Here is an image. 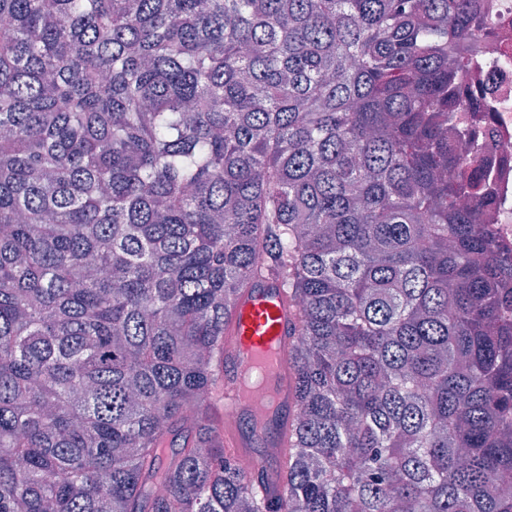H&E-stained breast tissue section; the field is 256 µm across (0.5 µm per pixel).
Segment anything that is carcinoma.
<instances>
[{"label":"carcinoma","instance_id":"obj_1","mask_svg":"<svg viewBox=\"0 0 512 512\" xmlns=\"http://www.w3.org/2000/svg\"><path fill=\"white\" fill-rule=\"evenodd\" d=\"M493 35L477 0H0V512H512V256L458 81ZM271 269L275 503L213 425Z\"/></svg>","mask_w":512,"mask_h":512}]
</instances>
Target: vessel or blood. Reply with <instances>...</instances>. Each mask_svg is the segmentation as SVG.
I'll use <instances>...</instances> for the list:
<instances>
[{"instance_id": "vessel-or-blood-1", "label": "vessel or blood", "mask_w": 512, "mask_h": 512, "mask_svg": "<svg viewBox=\"0 0 512 512\" xmlns=\"http://www.w3.org/2000/svg\"><path fill=\"white\" fill-rule=\"evenodd\" d=\"M296 313V304L271 277L244 292L224 331V408L215 424L227 451L235 459L250 460V479L264 481L276 493L282 485L256 444H288L296 405L288 351Z\"/></svg>"}]
</instances>
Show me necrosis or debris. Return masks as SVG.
Returning a JSON list of instances; mask_svg holds the SVG:
<instances>
[{
    "label": "necrosis or debris",
    "mask_w": 512,
    "mask_h": 512,
    "mask_svg": "<svg viewBox=\"0 0 512 512\" xmlns=\"http://www.w3.org/2000/svg\"><path fill=\"white\" fill-rule=\"evenodd\" d=\"M480 9L497 37L481 45L478 62L464 77L484 109L463 118L476 131L485 181L498 203L496 243L512 253V0H480Z\"/></svg>",
    "instance_id": "4bbe7bcc"
}]
</instances>
